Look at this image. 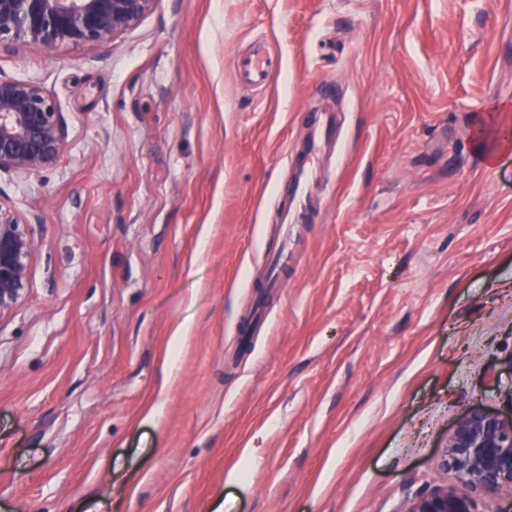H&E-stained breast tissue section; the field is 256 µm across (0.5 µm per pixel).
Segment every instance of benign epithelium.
<instances>
[{"instance_id":"1","label":"benign epithelium","mask_w":512,"mask_h":512,"mask_svg":"<svg viewBox=\"0 0 512 512\" xmlns=\"http://www.w3.org/2000/svg\"><path fill=\"white\" fill-rule=\"evenodd\" d=\"M158 0H0V45L28 41L107 45L135 27ZM59 105L41 86L0 78V172L30 177L52 167L66 147ZM31 221L0 202V319L26 295L35 239ZM462 485L437 487L403 512H479L481 500L512 496V418L483 407L458 419L440 454Z\"/></svg>"}]
</instances>
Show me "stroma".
<instances>
[{
  "label": "stroma",
  "mask_w": 512,
  "mask_h": 512,
  "mask_svg": "<svg viewBox=\"0 0 512 512\" xmlns=\"http://www.w3.org/2000/svg\"><path fill=\"white\" fill-rule=\"evenodd\" d=\"M505 2L157 0L105 46L0 50L68 129L0 173L36 241L0 318V512H403L452 484L463 412L512 415V149L471 136L512 103ZM323 111V210L285 231ZM274 65L262 51L256 50L238 61L237 73L247 85L265 87L274 76ZM312 132L303 150V160L293 168L292 186L279 197V223L308 224L321 212L323 199L312 192L317 165L326 156L338 153V130L335 112H314ZM276 262L269 263L265 269V278L261 288H282L281 273L288 266V248L285 246L275 256Z\"/></svg>",
  "instance_id": "obj_1"
}]
</instances>
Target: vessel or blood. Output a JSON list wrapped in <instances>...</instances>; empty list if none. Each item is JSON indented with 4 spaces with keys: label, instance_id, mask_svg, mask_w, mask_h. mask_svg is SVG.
I'll list each match as a JSON object with an SVG mask.
<instances>
[{
    "label": "vessel or blood",
    "instance_id": "vessel-or-blood-1",
    "mask_svg": "<svg viewBox=\"0 0 512 512\" xmlns=\"http://www.w3.org/2000/svg\"><path fill=\"white\" fill-rule=\"evenodd\" d=\"M275 68L262 51L242 57L237 65L239 78L257 88L266 86ZM312 132L303 150V160L293 167L292 185L279 198V222L283 225L305 224L320 213L323 201L314 195L312 186L317 178V165L324 157L337 154L338 130L336 115L316 112L312 115Z\"/></svg>",
    "mask_w": 512,
    "mask_h": 512
}]
</instances>
